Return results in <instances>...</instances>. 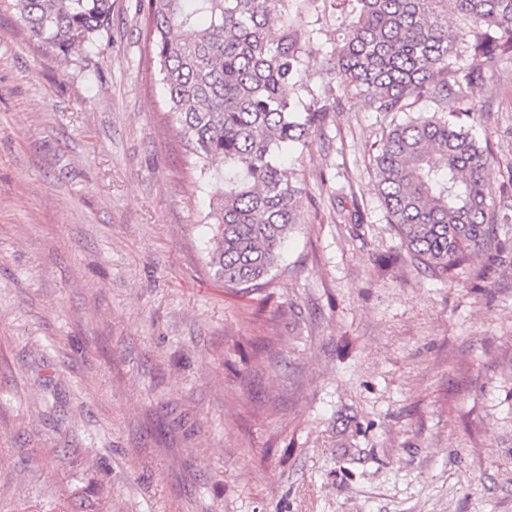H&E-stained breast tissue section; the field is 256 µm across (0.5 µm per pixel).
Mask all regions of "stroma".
Masks as SVG:
<instances>
[{
    "mask_svg": "<svg viewBox=\"0 0 512 512\" xmlns=\"http://www.w3.org/2000/svg\"><path fill=\"white\" fill-rule=\"evenodd\" d=\"M349 13L304 9L312 86ZM147 26L112 0L64 60L0 0V512H512V263L413 266L369 153L391 118L356 98L290 160L268 288L226 290ZM468 96L512 208V85Z\"/></svg>",
    "mask_w": 512,
    "mask_h": 512,
    "instance_id": "1",
    "label": "stroma"
}]
</instances>
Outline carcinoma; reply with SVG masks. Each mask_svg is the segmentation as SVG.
<instances>
[{
    "label": "carcinoma",
    "instance_id": "cac0c4a2",
    "mask_svg": "<svg viewBox=\"0 0 512 512\" xmlns=\"http://www.w3.org/2000/svg\"><path fill=\"white\" fill-rule=\"evenodd\" d=\"M171 122L195 164H224L208 213V252L231 291L258 290L288 232L302 223L301 191L283 164L303 153L344 101L372 93L375 112L409 116L371 145L386 223L410 260L446 279L474 257L504 251L512 216L486 194L494 158L484 113L466 103L484 66L512 61V0H354L345 39L331 51L336 82L304 80L317 29L290 17L292 0H143ZM29 36L58 55L108 35L112 0H11ZM468 29L448 34V13ZM430 116L410 115L420 101Z\"/></svg>",
    "mask_w": 512,
    "mask_h": 512
}]
</instances>
